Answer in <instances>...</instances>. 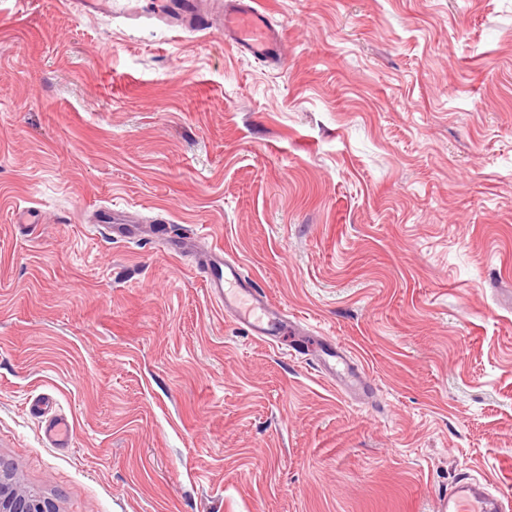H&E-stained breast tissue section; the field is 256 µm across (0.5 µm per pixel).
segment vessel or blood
Instances as JSON below:
<instances>
[{"label": "vessel or blood", "instance_id": "vessel-or-blood-1", "mask_svg": "<svg viewBox=\"0 0 512 512\" xmlns=\"http://www.w3.org/2000/svg\"><path fill=\"white\" fill-rule=\"evenodd\" d=\"M212 0H69L82 18L106 14L128 25L153 21L187 32L205 31L222 36L227 46L240 55L277 66L288 56V43L281 28L260 8L258 0H222L219 11ZM92 221L103 237L118 242L161 238L176 257H192L204 275L211 299L234 318L249 336L275 343L289 355L315 357L319 373L357 405L371 406L375 387L352 353L330 336L288 318L284 309L271 301L265 290L245 276L239 260L220 247H203L192 232L174 233L159 220H145L136 210L109 207L98 209ZM46 439L57 448L71 445L66 420L52 418L44 426ZM436 512H512V499L501 495L487 480L463 477L451 484L447 495L436 502Z\"/></svg>", "mask_w": 512, "mask_h": 512}]
</instances>
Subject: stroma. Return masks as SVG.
Returning <instances> with one entry per match:
<instances>
[{"label": "stroma", "mask_w": 512, "mask_h": 512, "mask_svg": "<svg viewBox=\"0 0 512 512\" xmlns=\"http://www.w3.org/2000/svg\"><path fill=\"white\" fill-rule=\"evenodd\" d=\"M260 5L278 67L0 0V459L60 512H435L462 473L512 498V0ZM112 205L203 226L375 404L191 258L90 232ZM46 439L56 448H68L71 445L72 434L67 421L62 418H51L44 426Z\"/></svg>", "instance_id": "obj_1"}]
</instances>
